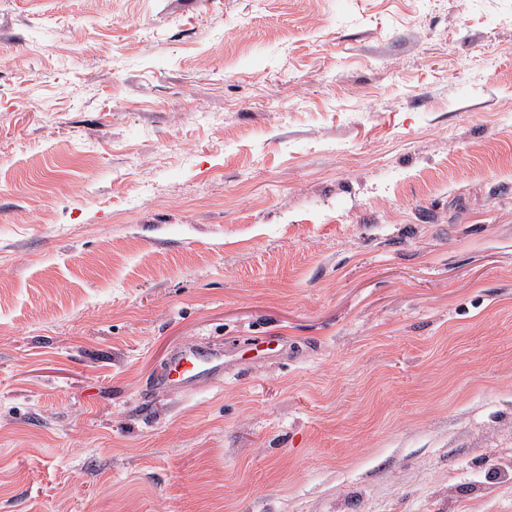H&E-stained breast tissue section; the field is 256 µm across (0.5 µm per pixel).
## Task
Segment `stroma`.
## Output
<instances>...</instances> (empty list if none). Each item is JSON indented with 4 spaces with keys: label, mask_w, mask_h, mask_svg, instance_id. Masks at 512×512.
I'll return each instance as SVG.
<instances>
[{
    "label": "stroma",
    "mask_w": 512,
    "mask_h": 512,
    "mask_svg": "<svg viewBox=\"0 0 512 512\" xmlns=\"http://www.w3.org/2000/svg\"><path fill=\"white\" fill-rule=\"evenodd\" d=\"M0 49V512H512V0H0ZM224 371V350L220 347L203 352L194 346L177 350L170 359L162 381L165 385L194 388Z\"/></svg>",
    "instance_id": "35a3bbf8"
}]
</instances>
